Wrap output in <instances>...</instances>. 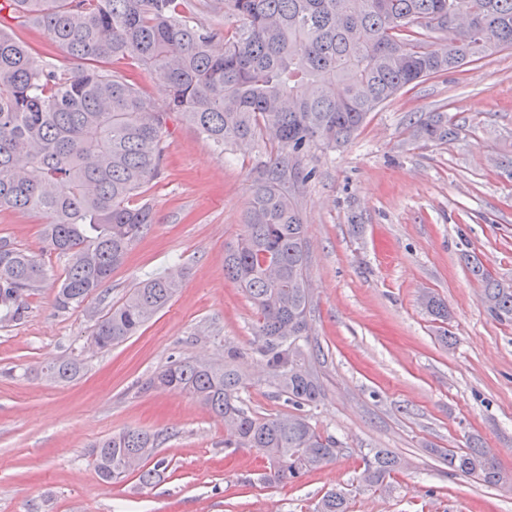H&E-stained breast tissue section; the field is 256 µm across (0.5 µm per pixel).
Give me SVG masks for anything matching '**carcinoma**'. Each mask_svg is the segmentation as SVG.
Segmentation results:
<instances>
[{
  "label": "carcinoma",
  "mask_w": 512,
  "mask_h": 512,
  "mask_svg": "<svg viewBox=\"0 0 512 512\" xmlns=\"http://www.w3.org/2000/svg\"><path fill=\"white\" fill-rule=\"evenodd\" d=\"M236 19L227 31L193 11L191 0H0V14L41 30L43 53L0 28V211H31L45 219L47 250L65 256L55 307L69 312L100 293L132 247L156 223L136 198L161 174L163 137L172 112L224 152L256 144L269 152L252 188L243 232L224 255L227 277L254 305L258 323L251 352L267 365L269 384L293 411L251 412L238 393L249 378L245 353L224 347V362L174 361L148 386L185 392L224 419V447L252 448L269 481L288 482L336 461V438L320 433L303 412L319 401L318 374L308 360L313 297L307 280L305 226L296 192L313 172L300 157L314 146L348 141L371 112L408 87L512 48V0H217ZM458 15L459 38L437 45L434 33ZM90 67L69 71L51 50ZM131 59L168 91L159 104L107 65ZM459 128L445 112L413 124L414 142L446 143ZM481 285L486 311L512 324V282L464 254ZM45 279L33 256L0 238V323L26 313L25 297ZM180 288L171 273L140 281L100 316L94 342L107 350L125 341L166 307ZM427 311L448 318L428 292ZM82 371L61 359L44 374L70 382ZM158 436L122 432L91 449L101 480L131 473L151 485L169 466L147 468ZM360 475L374 491L389 487L403 466L386 448H372ZM448 468L486 485L512 482L475 444L444 456ZM315 512H347L345 493L326 492Z\"/></svg>",
  "instance_id": "obj_1"
}]
</instances>
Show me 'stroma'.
Returning a JSON list of instances; mask_svg holds the SVG:
<instances>
[{
  "mask_svg": "<svg viewBox=\"0 0 512 512\" xmlns=\"http://www.w3.org/2000/svg\"><path fill=\"white\" fill-rule=\"evenodd\" d=\"M435 111L458 137L411 142L410 124ZM164 146L162 172L140 196L155 224L75 311L54 306L66 261L44 252L42 217L0 212V238L47 270L24 319L0 323V512H314L332 488L346 493L348 512H512V486L451 474L442 458L475 440L512 475V324L488 315L463 259L477 253L512 280V179L498 166L512 156V49L401 92L347 145L302 158L316 172L297 202L311 358L325 392L306 413L346 452L294 481L268 483L256 452L225 447L223 419L190 395L145 387L174 360L220 362L228 345L249 353L257 323L224 275V252L242 231L260 150L219 153L175 113ZM174 266L179 290L137 335L108 351L91 345L95 315ZM426 292L447 303V322L425 310ZM59 358L80 360L81 376L51 383L42 369ZM248 374L245 407L288 413L259 358ZM134 429L158 434L168 470L150 485L134 475L102 482L90 446ZM371 448L404 462L381 492L359 480Z\"/></svg>",
  "mask_w": 512,
  "mask_h": 512,
  "instance_id": "35a3bbf8",
  "label": "stroma"
}]
</instances>
